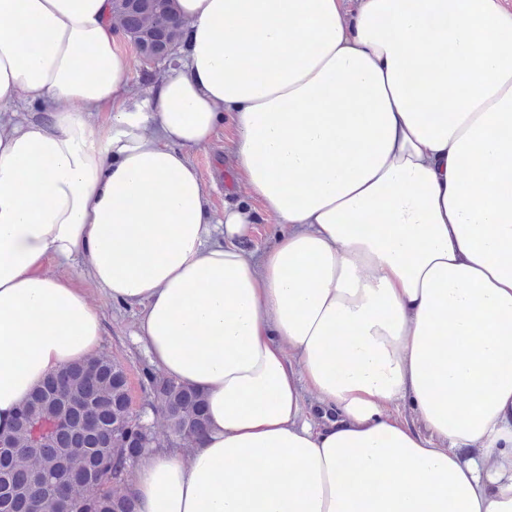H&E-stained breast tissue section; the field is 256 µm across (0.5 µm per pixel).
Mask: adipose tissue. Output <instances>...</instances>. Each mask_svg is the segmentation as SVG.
Listing matches in <instances>:
<instances>
[{
    "mask_svg": "<svg viewBox=\"0 0 512 512\" xmlns=\"http://www.w3.org/2000/svg\"><path fill=\"white\" fill-rule=\"evenodd\" d=\"M111 16L0 0V430L100 346L51 259L205 396L138 512H512V0H176L143 96ZM226 121L261 250L189 156Z\"/></svg>",
    "mask_w": 512,
    "mask_h": 512,
    "instance_id": "adipose-tissue-1",
    "label": "adipose tissue"
}]
</instances>
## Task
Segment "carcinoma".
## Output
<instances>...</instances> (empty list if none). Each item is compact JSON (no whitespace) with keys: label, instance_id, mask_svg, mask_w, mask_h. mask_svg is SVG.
Here are the masks:
<instances>
[{"label":"carcinoma","instance_id":"obj_1","mask_svg":"<svg viewBox=\"0 0 512 512\" xmlns=\"http://www.w3.org/2000/svg\"><path fill=\"white\" fill-rule=\"evenodd\" d=\"M112 23L139 54L171 62L187 46L172 0H112ZM145 399L133 408L127 368L94 358L49 375L30 394L13 426L0 432V512H136L127 491L136 461L155 447L152 416L162 415L173 448H190L205 423L202 394L142 371ZM55 424L39 440L33 427Z\"/></svg>","mask_w":512,"mask_h":512}]
</instances>
